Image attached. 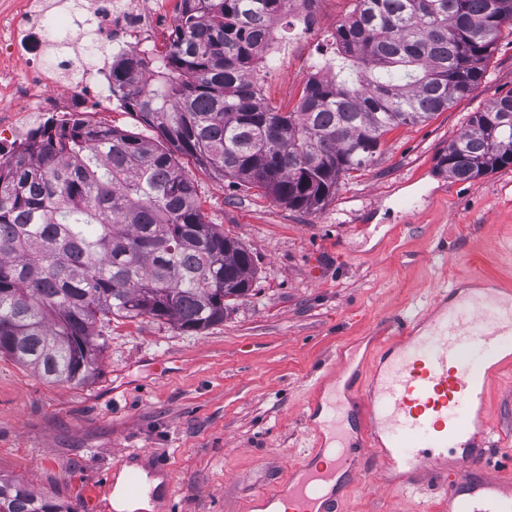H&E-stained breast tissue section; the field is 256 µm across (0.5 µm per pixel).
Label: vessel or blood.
Here are the masks:
<instances>
[{"instance_id": "b4317fda", "label": "vessel or blood", "mask_w": 512, "mask_h": 512, "mask_svg": "<svg viewBox=\"0 0 512 512\" xmlns=\"http://www.w3.org/2000/svg\"><path fill=\"white\" fill-rule=\"evenodd\" d=\"M370 366L338 351L306 421L317 445L244 512H336V478L380 471L390 487L427 484L448 512H512V481L485 460L486 399L512 349V290L438 294L425 322L398 314ZM360 410L343 395L358 376Z\"/></svg>"}]
</instances>
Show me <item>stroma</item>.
<instances>
[{
	"mask_svg": "<svg viewBox=\"0 0 512 512\" xmlns=\"http://www.w3.org/2000/svg\"><path fill=\"white\" fill-rule=\"evenodd\" d=\"M348 0H319L321 27L293 37L289 59L261 80L266 101L297 105ZM512 94V40L502 39L475 93L426 122L393 128L373 162L318 210L190 167L207 221L242 242L256 273L222 323L187 331L166 319L117 317L94 379L51 384L0 358V479L27 484L72 512H114L115 458L158 476L164 512H241L247 498L311 452L303 412L337 350L365 354L403 310L420 317L439 291L474 274L512 286V165L460 181L437 160L470 113ZM490 397L492 461L512 467V366ZM342 512H445L428 487L398 490L379 473L345 480Z\"/></svg>",
	"mask_w": 512,
	"mask_h": 512,
	"instance_id": "obj_1",
	"label": "stroma"
}]
</instances>
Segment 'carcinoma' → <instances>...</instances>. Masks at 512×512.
Listing matches in <instances>:
<instances>
[{
  "instance_id": "1",
  "label": "carcinoma",
  "mask_w": 512,
  "mask_h": 512,
  "mask_svg": "<svg viewBox=\"0 0 512 512\" xmlns=\"http://www.w3.org/2000/svg\"><path fill=\"white\" fill-rule=\"evenodd\" d=\"M290 0H180L165 51L112 67L122 105L156 131L45 127L0 167V355L49 383L82 385L105 349L97 323L224 321V284L249 288L251 252L206 220L188 157L290 207H322L382 137L476 92L512 0H352L283 112L250 80L262 27ZM512 165V94L469 114L439 168L472 180ZM0 512H71L0 481Z\"/></svg>"
}]
</instances>
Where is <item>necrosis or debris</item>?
<instances>
[{
    "mask_svg": "<svg viewBox=\"0 0 512 512\" xmlns=\"http://www.w3.org/2000/svg\"><path fill=\"white\" fill-rule=\"evenodd\" d=\"M57 0H15L0 7V59L28 53L23 70L0 67V89L11 97L0 111V165L29 141L40 120L76 121L113 101L112 61L131 50L151 51L165 19L149 0H81L91 36L61 33L50 22Z\"/></svg>",
    "mask_w": 512,
    "mask_h": 512,
    "instance_id": "necrosis-or-debris-1",
    "label": "necrosis or debris"
}]
</instances>
